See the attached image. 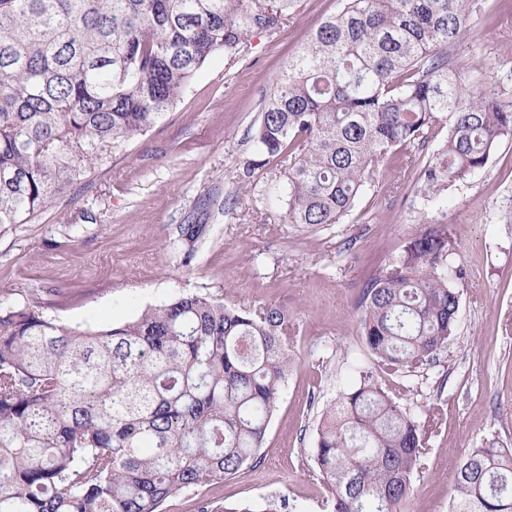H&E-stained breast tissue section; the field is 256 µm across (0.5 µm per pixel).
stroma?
I'll list each match as a JSON object with an SVG mask.
<instances>
[{"label":"stroma","mask_w":512,"mask_h":512,"mask_svg":"<svg viewBox=\"0 0 512 512\" xmlns=\"http://www.w3.org/2000/svg\"><path fill=\"white\" fill-rule=\"evenodd\" d=\"M480 2L467 37L450 49L460 80L512 90V15L502 14V0ZM337 7L303 0L280 29L253 32L236 60L214 56L162 122L33 223L0 227V301L38 294L46 315L80 329L133 320L182 293L276 305L295 322L296 362L260 463L174 494L163 512L271 499L281 512H329L309 476L317 426L373 367L359 325L368 279L426 223L448 231L461 300L448 349L425 371L389 381L414 415L438 412L407 512H448L452 474L484 439L512 448V136L433 204L418 195L415 173L392 175L362 197L366 224H260L250 211L281 179L272 164L244 176L265 100L307 32ZM197 222L211 232L186 266L180 228Z\"/></svg>","instance_id":"1"}]
</instances>
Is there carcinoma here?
Wrapping results in <instances>:
<instances>
[{
  "label": "carcinoma",
  "mask_w": 512,
  "mask_h": 512,
  "mask_svg": "<svg viewBox=\"0 0 512 512\" xmlns=\"http://www.w3.org/2000/svg\"><path fill=\"white\" fill-rule=\"evenodd\" d=\"M298 0H0V226L29 224L164 119L215 54L235 56ZM477 0H341L282 66L253 135L283 180V224H340L392 160L431 203L512 136V97L469 90L448 48ZM181 229L183 265L209 236ZM446 232L428 226L368 281L360 326L375 371L325 411L314 476L332 512H406L426 431L375 373L427 369L456 333ZM294 325L275 305L179 295L100 329L0 306V512H161L258 464ZM202 512H278L261 505ZM449 512H512V448H474Z\"/></svg>",
  "instance_id": "carcinoma-1"
}]
</instances>
